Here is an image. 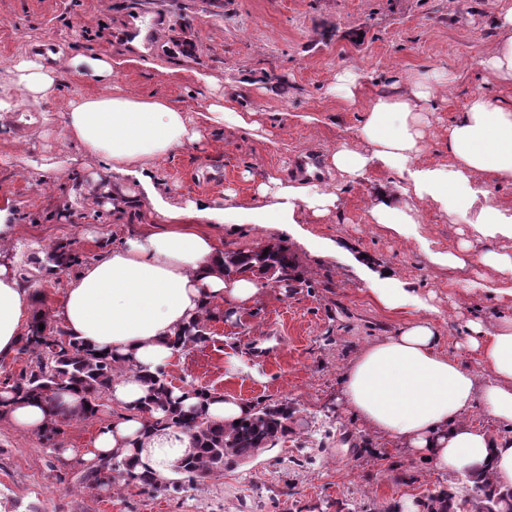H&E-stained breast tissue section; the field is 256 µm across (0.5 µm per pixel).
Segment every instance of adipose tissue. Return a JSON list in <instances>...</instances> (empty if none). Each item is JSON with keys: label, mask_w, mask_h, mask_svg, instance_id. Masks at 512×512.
I'll use <instances>...</instances> for the list:
<instances>
[{"label": "adipose tissue", "mask_w": 512, "mask_h": 512, "mask_svg": "<svg viewBox=\"0 0 512 512\" xmlns=\"http://www.w3.org/2000/svg\"><path fill=\"white\" fill-rule=\"evenodd\" d=\"M502 36L480 61L498 80L512 82V0H505ZM128 63L123 56L61 51L51 59L23 55L12 65V79L0 85V113L41 107L63 100L58 136L85 154L103 160L109 178L97 185L93 201H106L114 217L138 210L164 223L147 228L105 249L69 279L55 317L67 334L110 356L122 371L108 398L119 414L97 431L84 462L99 464L115 455L132 459L140 473L167 474L172 463L192 449L188 431L155 430L142 407L150 398L149 379L179 354L174 340L194 320L243 310L261 295L267 279L245 272L226 274L224 251L212 225H291L304 216L323 218L340 206L330 182L290 183L269 174L253 186L254 206L235 205L236 193L198 197L174 209L168 187L156 172L177 150L205 142L211 132L231 126L260 129L257 111L241 108L236 95L223 94L194 107L156 93L127 94L112 77ZM95 83V92L62 96L65 76ZM365 75L337 71L333 87L348 106L364 114L362 132L372 145L362 152L337 143L323 158L327 170L351 180L376 169L394 172L381 183L370 204V223L407 237L415 234L418 208L435 204L461 226L459 243L445 250L421 249L435 265H469L496 271L487 290L501 310L493 328L467 320L465 345L475 356L466 365L441 349L439 308L431 298L408 288L387 268L372 269L354 258L375 301L393 310L412 303L415 313L394 334L364 346L347 365L342 395L348 410L377 435L412 449L435 466L473 476L491 475L512 487V207L494 202L496 190L512 185V105L487 92L470 95L448 125V161L420 164L435 97L432 84L406 76L394 92L365 99L359 94ZM136 181L140 192L127 184ZM38 296L24 286L10 264L0 263V357L15 353L24 328L37 317ZM173 398L184 408L203 405L207 416L225 424L250 412L241 399L211 393L208 399ZM496 425L476 426L475 410ZM0 410L18 428L43 430L54 418L52 404L17 398L0 390Z\"/></svg>", "instance_id": "adipose-tissue-1"}]
</instances>
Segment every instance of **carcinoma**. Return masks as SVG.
Returning a JSON list of instances; mask_svg holds the SVG:
<instances>
[{
	"mask_svg": "<svg viewBox=\"0 0 512 512\" xmlns=\"http://www.w3.org/2000/svg\"><path fill=\"white\" fill-rule=\"evenodd\" d=\"M70 244L55 247L51 260L53 269L64 268L72 259ZM268 255H263V252ZM227 273L233 274L246 268H258L281 287H292L295 268L293 257L281 245H267L255 250L224 253ZM207 318L194 323L177 340L183 350L207 340L205 327ZM44 329H39V325ZM19 351L28 355V365L13 381L12 388L17 394L36 397L47 402H57L61 394L80 390L90 404L83 418L90 419L98 413V399L109 389L112 378L119 367L104 355L97 356L89 348L71 337H64L45 325L38 318L21 340ZM153 398L146 407L148 412L160 410L163 417L154 421V426L165 429L179 426L193 433L194 451L182 458L172 471L179 475L173 481L167 477L148 476L135 472L133 464L113 456L102 461L85 477L87 487L92 488L106 481L113 485H139L153 490L180 492L194 488L202 479L218 473L233 464H239L258 455L265 449L275 447L288 434V419L292 411L287 404H253L249 416L237 425L224 426L208 420L198 410H184L172 406L170 400L171 382L164 372H158L150 379ZM467 494L456 499V495L440 490L428 496L421 504L423 512H483L492 507L498 512H512V489H504L491 478L465 477Z\"/></svg>",
	"mask_w": 512,
	"mask_h": 512,
	"instance_id": "carcinoma-1",
	"label": "carcinoma"
}]
</instances>
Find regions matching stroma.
Masks as SVG:
<instances>
[{
    "label": "stroma",
    "instance_id": "1",
    "mask_svg": "<svg viewBox=\"0 0 512 512\" xmlns=\"http://www.w3.org/2000/svg\"><path fill=\"white\" fill-rule=\"evenodd\" d=\"M501 6L502 0H0V83L10 80L15 56L46 40L65 50L117 54L131 42L129 19L143 27L154 15H166L159 45L137 49L148 67L127 69L114 81L127 93L156 92L188 107L209 98L213 88L234 87L242 108L263 111L268 140L228 127L160 166L171 206L218 196L228 187L248 206L251 176L309 175L317 181V166L338 142L369 150L362 112L348 108L332 89L339 70L365 71L367 97L410 74L448 76L434 101L423 154L447 159L448 123L471 93L512 97V85L479 64L499 37ZM192 70L210 75L214 87L189 79ZM305 114L316 115V123L302 122ZM48 117L47 123L25 125L16 114L0 116V210H8L15 224L7 261L28 276L29 287L41 296L38 312L55 328L67 279L138 233L146 220L131 212L116 224L104 204L86 202L92 177L103 166L56 136L59 110ZM41 164L47 170L38 183L26 172ZM392 177L379 170L352 182L336 178L341 205L322 223L305 225L307 241L295 230L258 224L239 225L224 236L228 251L286 246L295 261L294 286L270 284L252 307L208 321L207 341L183 350L167 369L181 385L252 403L288 404L293 416L286 438L178 493L111 484L89 488L83 478L92 467L78 452L117 416L108 399H101L95 418L64 426L54 448L40 433L0 416V512H383L400 506L411 512L429 494L461 490V474L376 436L340 401L353 355L393 334L411 309L380 307L344 255L320 256L325 241H348L417 293L435 292L442 342L462 363L474 362L465 346L466 320L478 318L490 327L497 316L483 289L486 269L433 265L415 242L370 223L372 196ZM61 242L71 243L80 261L48 273L49 254ZM274 332L283 343L267 360L253 361L248 339ZM64 448L72 449V457L61 456Z\"/></svg>",
    "mask_w": 512,
    "mask_h": 512
}]
</instances>
